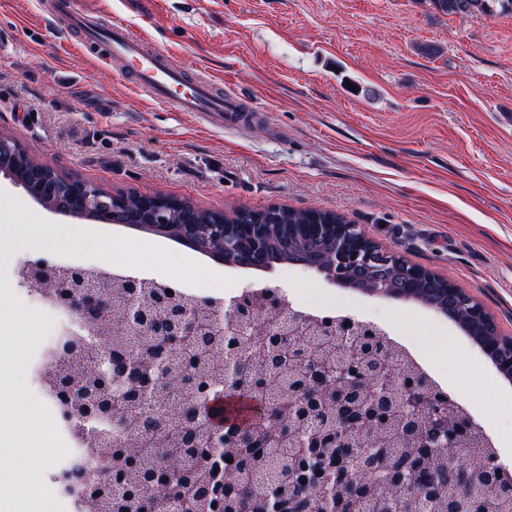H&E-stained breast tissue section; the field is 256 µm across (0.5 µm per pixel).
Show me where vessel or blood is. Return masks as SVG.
Returning a JSON list of instances; mask_svg holds the SVG:
<instances>
[{
  "instance_id": "1",
  "label": "vessel or blood",
  "mask_w": 512,
  "mask_h": 512,
  "mask_svg": "<svg viewBox=\"0 0 512 512\" xmlns=\"http://www.w3.org/2000/svg\"><path fill=\"white\" fill-rule=\"evenodd\" d=\"M58 9L68 20L79 24L84 47L95 49L101 60H121L123 67L135 74L139 88L158 104L176 112L209 117L219 126L238 121L236 96L218 92L208 80H186L181 71L169 66L161 48L149 45L120 25L100 32L90 17L71 12L67 0H58Z\"/></svg>"
}]
</instances>
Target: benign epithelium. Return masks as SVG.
I'll use <instances>...</instances> for the list:
<instances>
[{
	"label": "benign epithelium",
	"mask_w": 512,
	"mask_h": 512,
	"mask_svg": "<svg viewBox=\"0 0 512 512\" xmlns=\"http://www.w3.org/2000/svg\"><path fill=\"white\" fill-rule=\"evenodd\" d=\"M23 149L10 136H0V174L22 186L37 202L50 209L112 223V206L121 199L110 191L93 194L87 183L62 174L44 177L39 170L21 180L12 175L5 160ZM155 205L152 228L171 232L196 250L230 267L241 264L246 252L258 261L266 246V224H210L199 237L195 224H170L167 212L152 195ZM332 232L340 246L314 261L303 258L288 264L317 270L331 281L344 283L376 297L417 300L455 324L459 313L471 323L494 321L476 298L456 283L448 282V303L426 298L422 285L435 275L425 266L403 263L405 292L389 285L387 269L397 256L369 239L356 224H290L288 234L309 236ZM87 270L59 266L45 258L28 259L22 281L41 295L55 294L68 321L61 331L66 340L57 353L70 354L87 369L88 376L66 375L56 379L57 398L63 403L61 419L75 422L102 442L126 440L124 447L105 451L110 462L109 482L126 487L125 499L112 500L111 512H176L175 489L184 484L199 489L204 512H242L238 491L269 448L283 453L279 481L258 494L256 512H313L294 493L305 487L319 494L322 512H359L362 502L376 499V512H417L416 504L431 512H484L483 499L463 490L475 482L491 486L512 500V469L490 451L489 438L463 411L457 399L440 389L414 365L388 373L389 358L398 346L361 345V337L377 331L372 321L350 317H315L290 302L281 289L265 293L262 323L253 324L252 309L241 303V294L226 300L194 299L191 309L177 306L181 291L168 287L162 295L168 306L163 324L152 322L146 312L140 284L122 285L121 301L114 300L112 281L90 283ZM155 336L166 348H183L194 356L206 353L210 366L222 375L217 387L201 370L173 369L166 354L144 349L131 358L119 338ZM263 358L260 363L239 360L246 340ZM288 348V378L273 391L288 400V415L265 396L268 389L263 362H272ZM483 351L497 370L512 379V338L495 331L481 340ZM246 395L251 410L243 419L214 422L211 406L218 395ZM123 403L134 417L119 414ZM407 456L389 460L383 448H405ZM174 444L190 449L178 469L146 465L141 448ZM442 453L447 467V489L417 484L415 478L436 465ZM231 457L224 470L230 480L219 479L213 463ZM87 486L85 502L91 512H103L105 494L82 473L65 474ZM146 486L152 495L140 494Z\"/></svg>",
	"instance_id": "benign-epithelium-1"
}]
</instances>
